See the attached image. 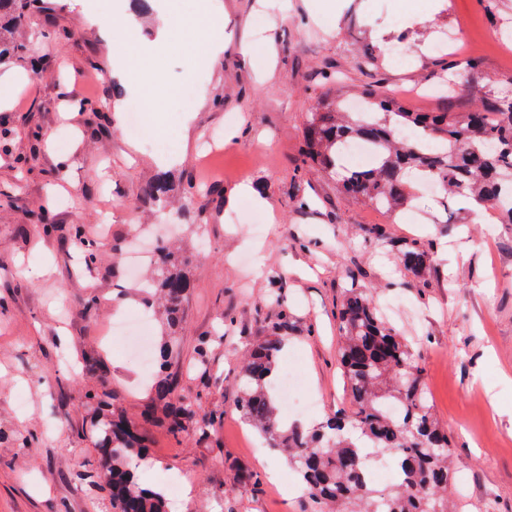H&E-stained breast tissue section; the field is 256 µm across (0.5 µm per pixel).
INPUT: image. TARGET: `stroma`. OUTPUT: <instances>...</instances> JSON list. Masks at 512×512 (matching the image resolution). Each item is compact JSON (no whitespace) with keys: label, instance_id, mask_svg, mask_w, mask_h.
Segmentation results:
<instances>
[{"label":"stroma","instance_id":"obj_1","mask_svg":"<svg viewBox=\"0 0 512 512\" xmlns=\"http://www.w3.org/2000/svg\"><path fill=\"white\" fill-rule=\"evenodd\" d=\"M81 2L52 0L48 25L29 17L15 36L21 56L0 64V76L24 77L17 87L0 84L11 102L0 111V512H112L107 491L86 479L100 461L81 405L89 392L114 393L115 412L142 428L149 461L139 481L178 486L177 512H313L284 457L238 411V371L261 323L276 318L269 297L280 292L294 330L278 369H294L316 399L306 423L350 410L337 358L348 271L415 352L432 413L450 437L459 512H484L488 502L512 512V224L479 222L461 200L456 223H445L437 196L421 190L407 213L420 221L410 224L407 215L345 200L337 176L298 165L327 91L324 74L336 73L343 90L361 88L371 78L361 65L370 48L380 54L374 78L412 110L466 112L491 93L512 97V82L501 80L512 73V0H338L331 15L314 11V0H210L224 33L219 60L193 62L176 30L150 63L153 77L183 89L156 130L158 148L125 124L105 117L94 126L88 113L70 110L77 97L123 109L135 95L112 77L128 46L108 44ZM148 2L112 0L113 24L135 15L150 41L158 11L193 7ZM422 11L430 22L413 23ZM466 58L479 68L460 73L455 99L416 95ZM201 89L208 97L200 105ZM191 107L198 113L185 139L181 115ZM211 146L217 154L202 166ZM159 179L164 210L140 200L142 186ZM247 182L264 189L267 207L238 196ZM59 183L48 232L28 213ZM160 224L176 225V245L190 260L181 352L167 372L192 386L196 345L226 329L212 353L224 385L205 404L219 420L204 439L169 435L122 348L103 339L111 315L141 308L124 255L135 232ZM76 225L95 243L89 275L60 248ZM374 226L383 238L369 235ZM413 238L434 253L419 277L392 246ZM92 294L98 302L88 314ZM82 357L95 370L71 372L68 359ZM244 471L259 482L241 483Z\"/></svg>","mask_w":512,"mask_h":512}]
</instances>
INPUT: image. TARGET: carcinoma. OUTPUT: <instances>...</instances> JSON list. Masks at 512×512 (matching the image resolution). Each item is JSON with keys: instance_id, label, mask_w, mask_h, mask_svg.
I'll use <instances>...</instances> for the list:
<instances>
[{"instance_id": "1", "label": "carcinoma", "mask_w": 512, "mask_h": 512, "mask_svg": "<svg viewBox=\"0 0 512 512\" xmlns=\"http://www.w3.org/2000/svg\"><path fill=\"white\" fill-rule=\"evenodd\" d=\"M34 13L50 23L44 0H0V60L15 44L12 30ZM363 112H347L325 93L306 128L303 157L323 172H336L345 145L360 141L375 148L374 165L346 169L339 183L353 200H361L397 216L430 176L442 198H464L483 211L498 212V222L512 224V99L484 97L471 112H416L387 94L376 82L360 93ZM410 130L438 145L429 151L419 139L399 137ZM164 196L159 183L140 191L145 204ZM67 242L91 266L94 243L81 228ZM401 262L420 277L430 270L433 256L423 242L413 239L397 245ZM153 277L142 289L146 303L158 295L165 303L167 336L160 348L166 359L180 347L181 310L189 289L185 266L165 242L152 257ZM345 298L339 313L340 363L353 410L338 412L315 429L293 422L284 425L268 380L276 369L289 331L293 329L283 302L276 320L264 326L248 350L240 372L239 411L265 439L288 456V465L302 479L315 512H450L448 501L456 484L450 462L448 432L434 419L414 353L388 327L370 291L360 287L355 274L344 276ZM224 342V333L202 341L190 371L200 379L195 390L177 389L176 380L159 373L148 384L152 402L162 406L169 434L211 433L215 417L202 411L211 386L224 382L212 371L210 345ZM107 394L87 393L81 405L93 410L94 445L101 456L94 483L110 491L112 512H166L163 493L143 487L133 470L134 460L145 456L144 438L122 414L104 412ZM389 456L397 466V480L383 488L368 479L364 450Z\"/></svg>"}]
</instances>
